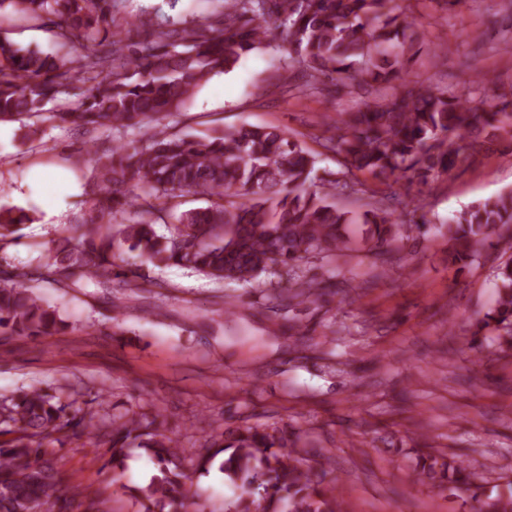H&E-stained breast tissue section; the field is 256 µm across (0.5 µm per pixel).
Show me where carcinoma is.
<instances>
[{
  "mask_svg": "<svg viewBox=\"0 0 512 512\" xmlns=\"http://www.w3.org/2000/svg\"><path fill=\"white\" fill-rule=\"evenodd\" d=\"M190 27L156 28L143 43L121 38L116 0H0V30L8 25H45L62 44L84 41L76 55L45 53L0 37V121H18L37 139L51 118L71 119L89 132L109 136L155 121L144 146L119 145L97 158V179L111 196L94 205L79 225L80 240H68L36 266L0 273V328L36 336L68 327L37 288L45 275L60 288L90 281L110 288L135 287L138 274L116 272L123 253L138 252L155 266L178 265L216 280L250 282L272 266L292 267L313 252L340 256L349 247L346 226L368 225L378 247L409 238L384 200L355 216L336 204L348 184L315 178L314 155L279 125L226 127L206 137L171 132L160 121L191 98L212 74L233 70L266 39L282 51L281 67L298 61L308 80L299 92L332 97L373 86L375 97L328 125L322 147L341 157L344 174H368L384 183L407 176L422 183L449 173L474 155L481 134L512 128V93L482 110L471 106L467 79L448 97L409 78L407 63L418 43L417 19L408 0H217ZM88 85L77 112L45 106L62 88ZM182 192L209 204L183 212L170 237L156 238L157 214H170ZM134 200L146 218L113 223L114 212ZM28 220L0 210V240ZM452 262L464 268L484 249L509 253L498 268L495 303L474 323L473 341L491 332L502 351L512 350V190L467 205L448 222ZM312 279L286 288L280 302H302L324 294ZM61 394L33 386L0 406V418L18 425L19 436L0 446V512H52L63 479L43 440L70 428L92 434L95 414L66 418ZM201 457L206 469L224 455L220 469L236 489L224 512H342L336 480L312 477L297 457L298 444L277 428L227 429ZM112 468L122 473L131 450L142 449L155 473L139 489L143 512H187L191 504L186 466L176 441L152 421L132 416L112 422ZM419 476L451 485L474 502L472 512H512V492L484 494L467 467L445 455L419 458Z\"/></svg>",
  "mask_w": 512,
  "mask_h": 512,
  "instance_id": "carcinoma-1",
  "label": "carcinoma"
}]
</instances>
